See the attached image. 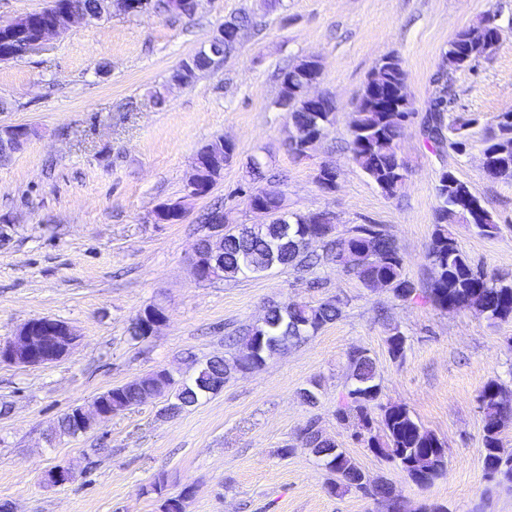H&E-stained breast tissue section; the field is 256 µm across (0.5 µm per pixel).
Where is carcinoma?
I'll return each mask as SVG.
<instances>
[{"instance_id":"1","label":"carcinoma","mask_w":512,"mask_h":512,"mask_svg":"<svg viewBox=\"0 0 512 512\" xmlns=\"http://www.w3.org/2000/svg\"><path fill=\"white\" fill-rule=\"evenodd\" d=\"M71 9L79 10L96 22L102 16V0H52L44 10L24 15L27 34L23 38L0 36L5 41L0 60H15L27 56L32 39L44 29L56 24ZM217 56L208 50L184 59L173 71L171 80L185 84L210 70ZM387 63L380 71L372 70L369 77H379V83L394 91L408 84L407 73L400 59L386 56ZM305 77V63L282 69L279 76V97L293 102L288 113L289 139L298 132L316 129L328 130L335 121L336 104L325 95L316 106L310 107L301 95V80ZM448 98L440 94L433 100L422 131L429 143L444 142L446 129L444 112ZM404 127L391 120V113L374 104L361 102L351 125L349 150L353 161L388 197L402 189L401 169L405 163L398 153V143ZM219 142L209 144L200 153L201 170L198 178L212 182L220 177L217 158L213 156ZM484 151L497 164L496 175L512 176V113L502 112L497 117L496 130L486 140ZM438 200L434 212V231L426 258L432 266L433 277L425 289L430 302L439 310L468 308L490 323L512 321V280L489 276L475 266L460 249L448 225L461 215L483 236L491 237L499 230L493 213L484 207L475 211L470 204L478 201L470 187L448 174V184H438ZM262 204L271 213V221L254 231L242 224L224 229V250L216 258V270L207 281L234 280L243 275L247 263H254L256 274L275 267H292L300 272L311 271L326 263H334L345 273L355 276L366 288H385L400 300L416 293L415 284L404 273V259L397 239L381 224H357L342 235L334 234V225L321 224L307 214L290 213L283 208V200L261 194L256 188L248 195V204ZM321 246V251L312 245ZM341 303L328 299L315 305L294 302L272 304L265 322L241 331L232 340L237 353L228 362L213 357L200 364L186 379L165 377L157 372L137 376L114 386L98 396L116 411H125L149 400V396L173 393L175 401L164 411L175 416L194 407L203 399L220 392L231 372H252L261 369L274 354L307 341L323 327L342 316ZM388 353L394 360L404 356L405 337L394 331L386 339ZM352 384L347 401L336 408V418L344 423L354 422V436L367 448H377V456L394 463L416 485L425 487L439 479L448 468L445 443L427 431L401 404L379 405L380 430L372 431V405L381 395V383L375 360L363 349L349 354ZM479 404L484 414L483 464L488 478L512 483V451L502 442V427L512 419L507 410L509 390L500 379L488 380L480 390ZM303 447L319 458L324 467L335 476L330 490L364 491L383 505L387 512H400L390 483L378 479L364 483L366 474L335 442L323 436L316 424L303 432Z\"/></svg>"}]
</instances>
